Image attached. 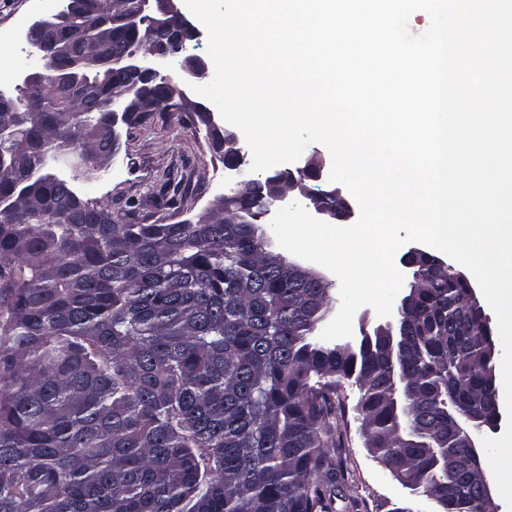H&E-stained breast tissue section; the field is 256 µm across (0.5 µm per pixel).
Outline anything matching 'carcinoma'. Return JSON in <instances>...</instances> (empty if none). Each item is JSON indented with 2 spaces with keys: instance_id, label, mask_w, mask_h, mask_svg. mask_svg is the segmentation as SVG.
I'll return each mask as SVG.
<instances>
[{
  "instance_id": "carcinoma-1",
  "label": "carcinoma",
  "mask_w": 512,
  "mask_h": 512,
  "mask_svg": "<svg viewBox=\"0 0 512 512\" xmlns=\"http://www.w3.org/2000/svg\"><path fill=\"white\" fill-rule=\"evenodd\" d=\"M63 8L98 38L112 0ZM125 48L170 30L124 26ZM37 87L0 115V512H334L345 480L341 389L360 391L373 457L433 512H492L456 418L493 416L495 341L452 267L415 283L414 321L350 346L314 333L328 289L268 263L263 182L224 196L207 224H121L51 171L65 151L86 178L112 151V88L47 52ZM406 379L397 403L392 369Z\"/></svg>"
}]
</instances>
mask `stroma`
I'll return each mask as SVG.
<instances>
[{
    "instance_id": "35a3bbf8",
    "label": "stroma",
    "mask_w": 512,
    "mask_h": 512,
    "mask_svg": "<svg viewBox=\"0 0 512 512\" xmlns=\"http://www.w3.org/2000/svg\"><path fill=\"white\" fill-rule=\"evenodd\" d=\"M55 172L69 179L76 193L97 201L125 224H173L196 217L230 192L236 175L225 169L204 131L188 114L157 110L120 128V146L111 165L95 178L75 174L65 163ZM178 185L177 208L163 204L165 183ZM348 427L343 434L348 479L335 512H426L427 504L396 481L368 451L357 411L359 391L344 386Z\"/></svg>"
}]
</instances>
